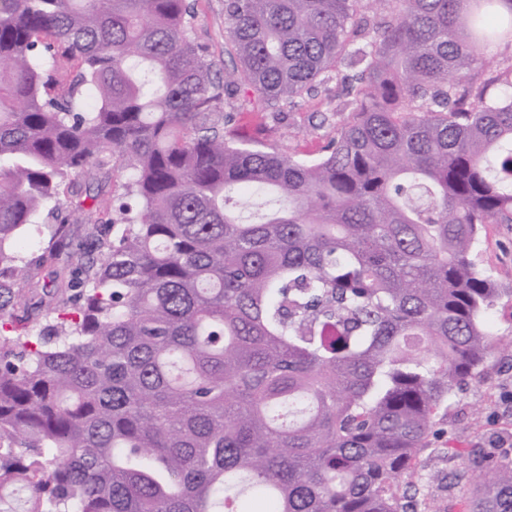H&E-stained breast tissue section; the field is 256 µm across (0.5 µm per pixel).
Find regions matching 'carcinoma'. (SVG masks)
Masks as SVG:
<instances>
[{"label":"carcinoma","instance_id":"cac0c4a2","mask_svg":"<svg viewBox=\"0 0 512 512\" xmlns=\"http://www.w3.org/2000/svg\"><path fill=\"white\" fill-rule=\"evenodd\" d=\"M364 2L224 0L220 76L191 0H0V506L415 512L512 295L472 259L512 224V0ZM334 80L314 161L224 127ZM62 197L91 253L59 218L17 252ZM471 461L468 512H512V448ZM494 333L504 341L512 340V296L505 294L490 312Z\"/></svg>","mask_w":512,"mask_h":512}]
</instances>
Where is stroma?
Masks as SVG:
<instances>
[{
    "mask_svg": "<svg viewBox=\"0 0 512 512\" xmlns=\"http://www.w3.org/2000/svg\"><path fill=\"white\" fill-rule=\"evenodd\" d=\"M194 36L209 48L215 72L224 70V0H194ZM322 97H303L296 111L231 112L226 125L247 138L263 136L279 152L307 159L320 156L321 148L337 133L339 116L327 112ZM474 262L506 288L490 312L494 333L512 340V224L485 225ZM512 435V353L493 351L480 374L457 390L442 412L438 433L419 456L422 478L421 506L440 512H464L457 491L448 487L450 474L460 467L471 449L493 447Z\"/></svg>",
    "mask_w": 512,
    "mask_h": 512,
    "instance_id": "1",
    "label": "stroma"
}]
</instances>
